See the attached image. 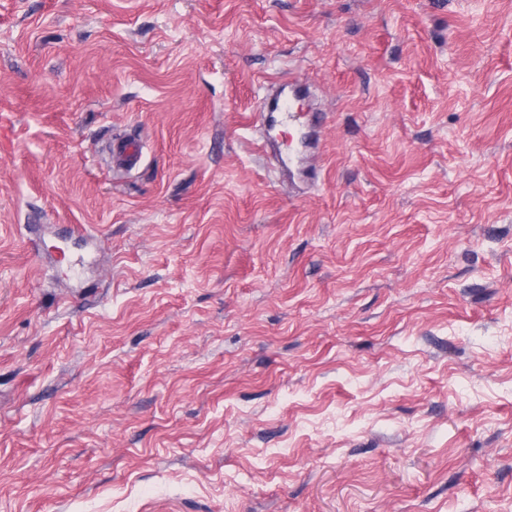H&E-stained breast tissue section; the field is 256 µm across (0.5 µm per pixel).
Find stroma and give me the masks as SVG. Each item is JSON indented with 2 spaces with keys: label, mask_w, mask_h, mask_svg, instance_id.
<instances>
[{
  "label": "stroma",
  "mask_w": 512,
  "mask_h": 512,
  "mask_svg": "<svg viewBox=\"0 0 512 512\" xmlns=\"http://www.w3.org/2000/svg\"><path fill=\"white\" fill-rule=\"evenodd\" d=\"M0 512H512V0H0ZM282 87L283 84L272 92H264L260 98L262 112L277 113L276 116L268 113L263 115L264 124L280 123L300 129L306 124H319L324 121V112H319L317 109L306 113L299 112L290 103V96L294 100L299 97L315 98V90L307 81L301 79L288 80V101L283 99L285 89ZM141 146L138 140H117L112 147V166L121 171H131L140 162Z\"/></svg>",
  "instance_id": "obj_1"
}]
</instances>
